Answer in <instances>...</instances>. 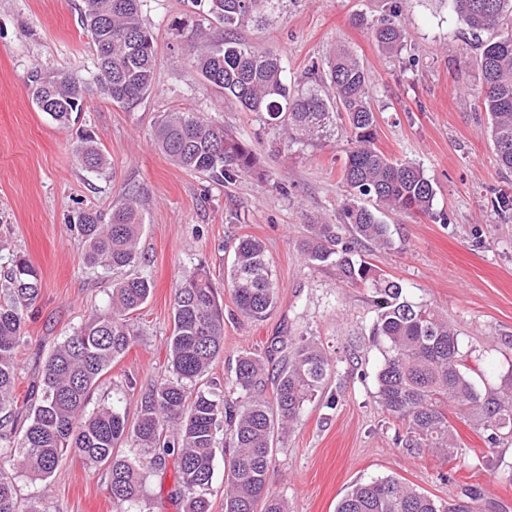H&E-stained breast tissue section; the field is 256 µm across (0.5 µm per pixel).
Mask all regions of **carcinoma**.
<instances>
[{"instance_id": "1", "label": "carcinoma", "mask_w": 512, "mask_h": 512, "mask_svg": "<svg viewBox=\"0 0 512 512\" xmlns=\"http://www.w3.org/2000/svg\"><path fill=\"white\" fill-rule=\"evenodd\" d=\"M190 2L207 3V14L231 31L266 21L283 0ZM451 4L466 26L492 32L477 59L481 104L491 118L488 133L497 160L512 172V0ZM140 13V0H84L81 21L95 47L97 83L116 103H132L153 86L156 55ZM370 30L382 50L404 47L405 29L397 11ZM187 44L189 61L209 85L273 129L309 138L326 132L336 114L346 116L351 147L343 169L348 196L340 208V223L313 225L314 237L303 255L311 265L330 263L340 281L374 293L377 317L369 340L382 352L378 394L399 423L396 445L427 452L446 464L456 460L458 434L448 418L450 405L482 431L489 447L511 437L512 376L492 392H479L455 326L432 306L409 300L402 284L358 258L365 243L379 249L392 245L380 210L429 216L436 195L419 165L392 161L375 147L376 116L360 61L339 46L307 68L306 78L316 87L293 91L277 50L233 39L206 44L197 27L187 35ZM29 82L36 106L57 125H69L72 114L82 110L85 86L77 76L36 70ZM152 140L179 167L226 183L257 165L250 145L196 112L165 113ZM75 155L86 170L103 169L104 159L91 136L81 137ZM76 227L86 263L123 277L112 283L109 304L48 353L42 383L29 391V408L23 411L14 395L16 350L40 295L41 277L26 258L11 260L0 285L8 296L0 304V467L8 464L45 482L62 456L73 453L89 468L106 466L112 502L123 512H136L148 473L172 456L183 512H211L210 487L220 453L228 457L224 512H288L284 500L268 493L270 464L279 437L292 430L304 406L325 389L332 364L318 342L301 339L264 356L240 355L233 379L239 399L202 387L203 377L224 351V310L210 271L196 268L174 291L167 339L171 376L140 394L132 422L118 400L88 413L102 377L141 335L131 314L147 302L153 285L149 276L136 271L142 263L143 229L136 196H128L107 219L96 212L81 213ZM345 230L350 237L342 236ZM229 283L242 317L260 320L274 307L276 286L261 240L242 237L235 243ZM123 447L129 453H120ZM479 501L478 494L470 493L454 504L443 503L387 476L355 484L336 512H481ZM0 512H20L14 484L1 476Z\"/></svg>"}]
</instances>
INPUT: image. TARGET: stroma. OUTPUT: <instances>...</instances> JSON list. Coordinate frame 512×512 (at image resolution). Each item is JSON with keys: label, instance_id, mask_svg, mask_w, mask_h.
Returning <instances> with one entry per match:
<instances>
[{"label": "stroma", "instance_id": "1", "mask_svg": "<svg viewBox=\"0 0 512 512\" xmlns=\"http://www.w3.org/2000/svg\"><path fill=\"white\" fill-rule=\"evenodd\" d=\"M394 5L407 39L389 55L369 26ZM83 7V0H0V274L21 255L42 278L17 349L18 398L40 379L49 351L112 291L111 275L85 264L74 221L86 210L111 213L132 191L142 205L141 270L153 290L134 316L142 336L103 376L90 408L116 395L135 415L140 391L168 375L166 339L181 275L202 266L225 278L235 239L252 236L266 246L277 301L265 319L250 322L222 291L224 351L208 382L229 390L238 356L264 354L279 336L318 340L335 366L325 392L278 443L270 494L286 499L288 512H335L354 484L393 476L450 503L474 485L498 512H512V439L491 449L479 432L458 424L459 456L449 470L430 454L394 445L396 424L378 397L383 357L367 340L376 318L373 292L340 282L333 266L303 259L313 225L339 221L345 117L322 136L290 141L224 99L191 67L173 23H206L214 44L223 43L224 27L205 21L189 0H142L158 55L154 84L134 103H114L97 86ZM237 37L257 49H282L292 80L336 46L358 57L372 87L377 148L420 165L436 190L432 215L385 213L391 249L366 248L362 256L400 281L410 300L431 304L452 322L476 387L497 389L512 374V211L490 200L512 195V173L496 161L479 99L476 56L486 34L468 30L450 0H284L266 25L242 28ZM36 69L70 72L88 84L71 125L53 123L33 103L29 75ZM178 110L244 139L258 158L256 169L227 185L175 165L152 132L161 115ZM86 134L107 160L102 171H86L75 156ZM444 471L449 479H441ZM6 475L24 505L43 497L50 512H119L106 469H87L71 455L45 482L11 469ZM141 508L183 512L174 462L149 474Z\"/></svg>", "mask_w": 512, "mask_h": 512}]
</instances>
